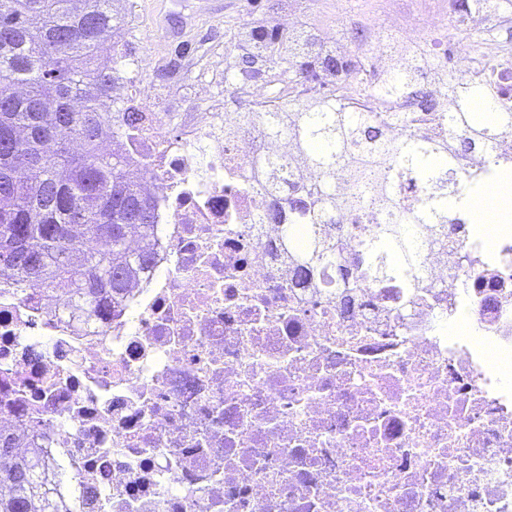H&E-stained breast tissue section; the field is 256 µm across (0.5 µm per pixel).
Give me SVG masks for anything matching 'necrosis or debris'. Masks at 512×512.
I'll return each mask as SVG.
<instances>
[{
    "label": "necrosis or debris",
    "instance_id": "obj_1",
    "mask_svg": "<svg viewBox=\"0 0 512 512\" xmlns=\"http://www.w3.org/2000/svg\"><path fill=\"white\" fill-rule=\"evenodd\" d=\"M480 22L460 75L512 104V13L470 0L452 28ZM400 45L429 61L441 43L389 11ZM114 37L112 111L123 155L155 207L153 261L121 306L19 288L0 268V428L50 467L66 512H512V232H467L426 254L423 287L361 276L340 312L336 269L296 287L287 225L319 223L315 201L266 221L271 198L253 166L288 168L293 141L239 121L198 85L181 109L147 78L148 50ZM341 101L372 120L447 135L441 105L376 102L363 74L334 78ZM237 96L265 108L294 87L284 67L237 74Z\"/></svg>",
    "mask_w": 512,
    "mask_h": 512
}]
</instances>
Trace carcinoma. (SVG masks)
<instances>
[{
  "label": "carcinoma",
  "instance_id": "1",
  "mask_svg": "<svg viewBox=\"0 0 512 512\" xmlns=\"http://www.w3.org/2000/svg\"><path fill=\"white\" fill-rule=\"evenodd\" d=\"M112 0H0V265L19 280L59 292L84 303L88 316H101L122 302L137 270L152 254L132 257L127 248L133 227L150 233L152 203L126 175V160L116 151L97 153L112 113L97 111V101L112 97L116 69H95L104 37L116 30ZM294 65L320 67L334 74L356 73L358 59L346 66L323 64L320 52L303 36L282 40ZM425 58L395 51L392 69L375 77L374 96L382 101L403 97L421 81ZM445 125L459 134H395L398 119L370 123L363 113L321 95L281 99L272 111L243 112L246 123H261L271 134L287 132L296 143L290 167H315L323 174L319 195L323 214L360 212L374 205L383 223L355 225L358 249L344 254L339 241L349 226L319 223L315 235L303 236L307 252L294 256L290 272L313 280L325 261L336 264L344 288L357 287L365 267L378 277H399L423 287L419 271L423 251L439 249L452 223L448 200L463 192L448 185V167L473 148L493 156L496 139L512 133V111L496 103L492 91L462 78L443 80ZM482 99L494 117L472 110ZM350 164L357 183L336 182L337 170ZM423 189L418 207L399 204L398 178ZM258 180L272 192L283 188L302 199L314 195L279 180L277 163L268 160ZM15 437L0 432V512H60L62 504L37 479L33 464L14 457Z\"/></svg>",
  "mask_w": 512,
  "mask_h": 512
}]
</instances>
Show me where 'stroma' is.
Instances as JSON below:
<instances>
[{
  "label": "stroma",
  "mask_w": 512,
  "mask_h": 512,
  "mask_svg": "<svg viewBox=\"0 0 512 512\" xmlns=\"http://www.w3.org/2000/svg\"><path fill=\"white\" fill-rule=\"evenodd\" d=\"M288 1L308 29L326 27L342 11L356 31L361 14L389 8L387 0H114V8L125 19H149L143 42L152 48L154 63L148 77L163 87L178 85L185 96L194 78L208 73L215 55L237 60L238 20L261 25Z\"/></svg>",
  "instance_id": "1"
}]
</instances>
